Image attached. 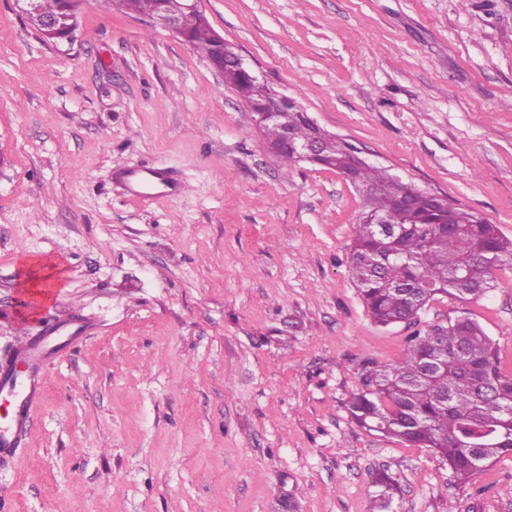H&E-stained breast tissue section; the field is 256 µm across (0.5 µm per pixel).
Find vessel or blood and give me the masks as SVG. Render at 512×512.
<instances>
[{"label": "vessel or blood", "instance_id": "obj_1", "mask_svg": "<svg viewBox=\"0 0 512 512\" xmlns=\"http://www.w3.org/2000/svg\"><path fill=\"white\" fill-rule=\"evenodd\" d=\"M55 357L44 338L22 340L10 356L0 359V396L9 397L13 412L0 426V467L12 466L34 410L45 396L47 370Z\"/></svg>", "mask_w": 512, "mask_h": 512}]
</instances>
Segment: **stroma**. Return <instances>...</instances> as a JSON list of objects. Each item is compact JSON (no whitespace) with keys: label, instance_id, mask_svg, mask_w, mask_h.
<instances>
[{"label":"stroma","instance_id":"35a3bbf8","mask_svg":"<svg viewBox=\"0 0 512 512\" xmlns=\"http://www.w3.org/2000/svg\"><path fill=\"white\" fill-rule=\"evenodd\" d=\"M0 0V358L66 336L4 512H512V457L456 485L345 405L364 358L458 316L512 373V267L417 326L377 325L348 268L340 173L272 154L223 76L143 15L85 0L72 49ZM258 78L402 182L512 237V0H203ZM150 167L183 185L138 197ZM61 277L37 313L31 264ZM373 484L377 488L375 499L379 501V508L377 510L374 508V511L382 512L383 509L389 507L394 496L401 492V487L398 479L385 470L375 475Z\"/></svg>","mask_w":512,"mask_h":512}]
</instances>
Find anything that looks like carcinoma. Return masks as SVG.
<instances>
[{
	"label": "carcinoma",
	"instance_id": "cac0c4a2",
	"mask_svg": "<svg viewBox=\"0 0 512 512\" xmlns=\"http://www.w3.org/2000/svg\"><path fill=\"white\" fill-rule=\"evenodd\" d=\"M36 10L63 18L62 42L76 14L67 0H35ZM180 0H120L116 8L145 16L174 9ZM206 14L196 18L187 43L224 69V84L258 108L271 94L259 80L245 77L233 61L235 50L218 44ZM288 126L259 127L271 152L297 161L293 146L315 134L295 104ZM318 165L334 169L359 186L373 189L368 208L384 220L358 218L350 247L349 270L369 316L388 326L402 320L416 325L433 299L469 301L493 288V271L512 267V239L494 224L457 203L443 205L428 193L372 165H353L356 149L326 134ZM358 387L346 404L350 420L407 446L427 448L453 478L466 483L476 472L512 455V375L502 373L496 350L481 326L468 317L407 337L395 365L365 359L357 367ZM379 510L401 492L398 479L375 475Z\"/></svg>",
	"mask_w": 512,
	"mask_h": 512
}]
</instances>
